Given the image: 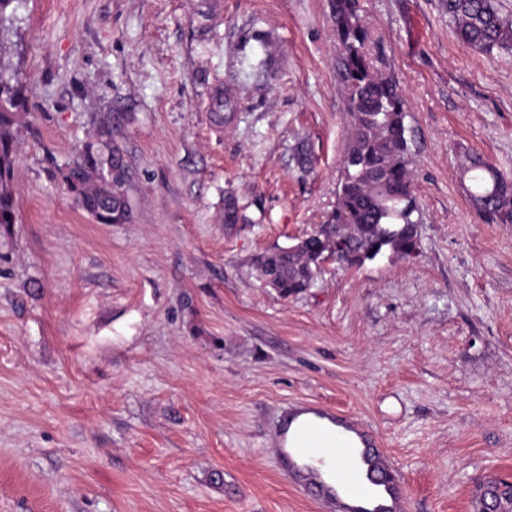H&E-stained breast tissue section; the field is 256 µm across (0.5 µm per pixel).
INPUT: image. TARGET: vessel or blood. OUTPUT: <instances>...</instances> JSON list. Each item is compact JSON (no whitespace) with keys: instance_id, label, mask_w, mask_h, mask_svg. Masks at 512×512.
I'll return each mask as SVG.
<instances>
[{"instance_id":"obj_1","label":"vessel or blood","mask_w":512,"mask_h":512,"mask_svg":"<svg viewBox=\"0 0 512 512\" xmlns=\"http://www.w3.org/2000/svg\"><path fill=\"white\" fill-rule=\"evenodd\" d=\"M316 435L303 444L275 436L281 467L307 496L335 504L336 512H405L406 500L388 458L370 447L356 418L327 411Z\"/></svg>"}]
</instances>
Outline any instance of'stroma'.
I'll return each instance as SVG.
<instances>
[{
    "mask_svg": "<svg viewBox=\"0 0 512 512\" xmlns=\"http://www.w3.org/2000/svg\"><path fill=\"white\" fill-rule=\"evenodd\" d=\"M407 102L419 252L325 262L281 297L257 256L336 206L349 120L331 0H22L27 96L0 238V512H323L271 452L290 405L352 414L408 512H476L512 476V224L475 213L477 153L512 178V49L442 0H362ZM112 126L132 218L66 192ZM237 207L224 221V203Z\"/></svg>",
    "mask_w": 512,
    "mask_h": 512,
    "instance_id": "1",
    "label": "stroma"
}]
</instances>
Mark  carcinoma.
<instances>
[{
	"instance_id": "1",
	"label": "carcinoma",
	"mask_w": 512,
	"mask_h": 512,
	"mask_svg": "<svg viewBox=\"0 0 512 512\" xmlns=\"http://www.w3.org/2000/svg\"><path fill=\"white\" fill-rule=\"evenodd\" d=\"M0 0V236L16 223L12 183L17 157L18 110L22 85L10 65L14 32ZM449 21L462 42L484 52L512 49V21L496 0H445ZM359 0H333V23L340 45L339 75L349 115L342 164L345 175L336 207L327 223L294 248L256 259L267 285L281 296L311 285L318 262L337 240L349 249L346 264L358 268L386 253L406 257L417 250L418 207L412 192L411 148L406 104L396 81L382 69L383 59L370 48V34ZM126 170L124 153L112 143V127L102 123L98 138L87 142L63 174L68 191L100 224H124L131 204L126 179H112V168ZM462 175L470 198L488 224H512V179L478 155L466 159Z\"/></svg>"
}]
</instances>
